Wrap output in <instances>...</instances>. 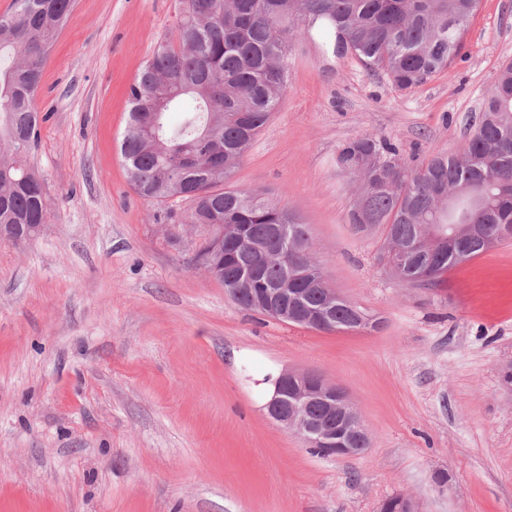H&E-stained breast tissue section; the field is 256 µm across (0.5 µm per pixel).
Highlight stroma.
<instances>
[{
    "mask_svg": "<svg viewBox=\"0 0 512 512\" xmlns=\"http://www.w3.org/2000/svg\"><path fill=\"white\" fill-rule=\"evenodd\" d=\"M180 0H75L45 64L30 164L49 198L33 240L0 242V512H512V242L430 288L397 284L382 228L348 221L336 166L364 134L417 164L461 151L512 62V0H480L447 70L408 90L304 36L288 89L233 184L307 224L330 287L378 328L323 332L246 311L192 263L186 202L139 196L119 146L127 92ZM313 371L369 446L320 457L270 420L252 380ZM449 476L438 489L435 472Z\"/></svg>",
    "mask_w": 512,
    "mask_h": 512,
    "instance_id": "35a3bbf8",
    "label": "stroma"
}]
</instances>
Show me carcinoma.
<instances>
[{
  "label": "carcinoma",
  "instance_id": "obj_1",
  "mask_svg": "<svg viewBox=\"0 0 512 512\" xmlns=\"http://www.w3.org/2000/svg\"><path fill=\"white\" fill-rule=\"evenodd\" d=\"M177 27L155 49L129 86L128 125L120 154L130 185L156 201L190 203L189 223L236 226L223 239L215 280L231 293L243 269L266 255L255 288H271L304 267L321 269L292 251L309 243V229L286 209L269 205L255 189L230 183L254 138L288 88V58L312 28L326 51L382 71L401 90L444 71L460 48L479 0H183ZM73 0H13L0 16V227L29 240L45 223L49 203L32 175L41 124L36 96L48 51L64 28ZM182 113L180 123L167 121ZM336 166L360 183L349 213L359 232L384 227L391 271L415 285L424 260L434 278L512 240V63L484 97L462 153L438 152L410 165L385 137L364 135L342 145ZM330 326L351 331L376 320L345 299Z\"/></svg>",
  "mask_w": 512,
  "mask_h": 512
}]
</instances>
